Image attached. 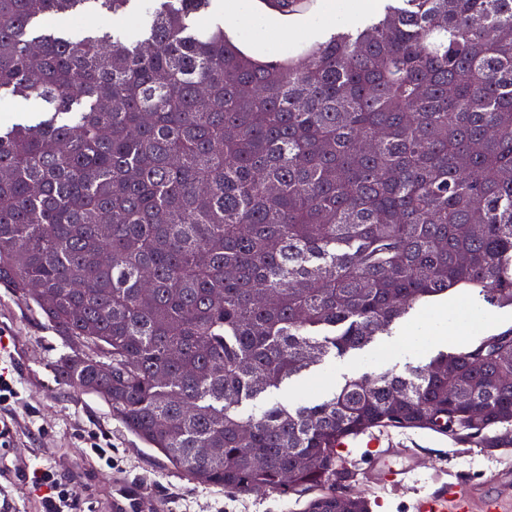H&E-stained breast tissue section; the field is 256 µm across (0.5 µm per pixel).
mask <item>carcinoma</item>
Returning a JSON list of instances; mask_svg holds the SVG:
<instances>
[{"label": "carcinoma", "instance_id": "obj_1", "mask_svg": "<svg viewBox=\"0 0 512 512\" xmlns=\"http://www.w3.org/2000/svg\"><path fill=\"white\" fill-rule=\"evenodd\" d=\"M211 5L0 0V101L35 107L0 128V284L58 380L189 479L304 512H371L336 491L348 438L511 448L512 328L240 406L453 290L512 307V0H388L301 63L199 27Z\"/></svg>", "mask_w": 512, "mask_h": 512}]
</instances>
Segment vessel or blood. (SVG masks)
Instances as JSON below:
<instances>
[{"label": "vessel or blood", "mask_w": 512, "mask_h": 512, "mask_svg": "<svg viewBox=\"0 0 512 512\" xmlns=\"http://www.w3.org/2000/svg\"><path fill=\"white\" fill-rule=\"evenodd\" d=\"M373 461V473L380 479L397 483L404 481L409 466L398 464L391 450L382 446L377 436L366 443ZM490 489L453 481L437 491L416 498L414 512H504L512 499V475L501 473L490 480Z\"/></svg>", "instance_id": "1"}]
</instances>
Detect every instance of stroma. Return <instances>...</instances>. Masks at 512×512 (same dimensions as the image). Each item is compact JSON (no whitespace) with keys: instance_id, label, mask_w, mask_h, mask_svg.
<instances>
[{"instance_id":"35a3bbf8","label":"stroma","mask_w":512,"mask_h":512,"mask_svg":"<svg viewBox=\"0 0 512 512\" xmlns=\"http://www.w3.org/2000/svg\"><path fill=\"white\" fill-rule=\"evenodd\" d=\"M448 305L480 314L483 321L470 341L512 327L511 307H491L471 291H456ZM406 329L377 337L364 352L331 359L324 366L330 384L365 373H404L425 364L429 350L404 351ZM0 342L7 344V368L19 397L7 411L12 433L0 446V512H39L31 477L48 468L74 492V512H114V482L121 479L156 502L157 512H303L305 499L265 491L237 494L204 486L178 473L157 450L147 447L112 415L101 398L60 384L51 362L62 342L45 321L10 289L0 286ZM398 461L412 467L405 484L390 486L368 474L372 463L364 448L352 449L356 460L347 493L367 499L371 512H413L412 502L442 482L481 483L501 471L512 472V448L461 447L426 431H390Z\"/></svg>"}]
</instances>
